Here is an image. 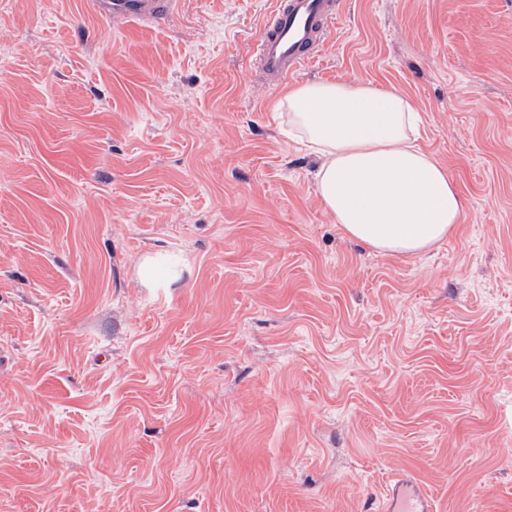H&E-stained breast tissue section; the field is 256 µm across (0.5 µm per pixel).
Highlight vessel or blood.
I'll list each match as a JSON object with an SVG mask.
<instances>
[{"instance_id":"obj_1","label":"vessel or blood","mask_w":512,"mask_h":512,"mask_svg":"<svg viewBox=\"0 0 512 512\" xmlns=\"http://www.w3.org/2000/svg\"><path fill=\"white\" fill-rule=\"evenodd\" d=\"M174 0H112L113 20L126 24L150 22ZM339 17L336 0H277L257 34L259 70L283 80L317 59L326 36ZM373 512H437L434 499L416 478L391 476Z\"/></svg>"}]
</instances>
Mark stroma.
<instances>
[{
    "mask_svg": "<svg viewBox=\"0 0 512 512\" xmlns=\"http://www.w3.org/2000/svg\"><path fill=\"white\" fill-rule=\"evenodd\" d=\"M0 0V512H512V0H341L263 79L274 0L124 26ZM391 86L464 200L413 255L347 238L285 86ZM372 512H437L434 499L416 478L395 473Z\"/></svg>",
    "mask_w": 512,
    "mask_h": 512,
    "instance_id": "35a3bbf8",
    "label": "stroma"
}]
</instances>
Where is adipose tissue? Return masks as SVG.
Wrapping results in <instances>:
<instances>
[{"label": "adipose tissue", "mask_w": 512, "mask_h": 512, "mask_svg": "<svg viewBox=\"0 0 512 512\" xmlns=\"http://www.w3.org/2000/svg\"><path fill=\"white\" fill-rule=\"evenodd\" d=\"M277 107L318 158L315 192L349 238L409 255L448 238L461 223L456 186L417 146L420 114L395 89L309 82L288 89Z\"/></svg>", "instance_id": "obj_1"}]
</instances>
